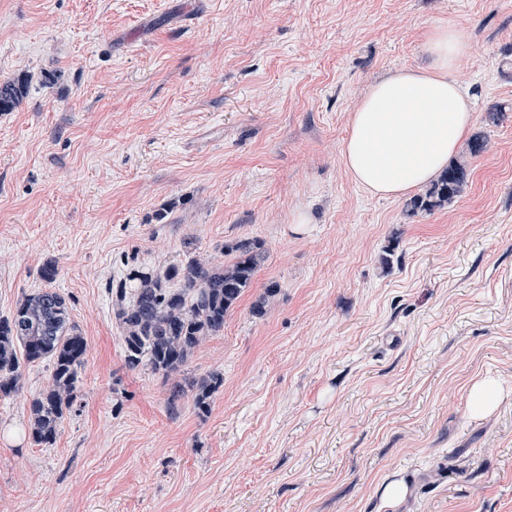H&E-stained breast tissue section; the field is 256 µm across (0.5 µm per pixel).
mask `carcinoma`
Masks as SVG:
<instances>
[{"mask_svg":"<svg viewBox=\"0 0 512 512\" xmlns=\"http://www.w3.org/2000/svg\"><path fill=\"white\" fill-rule=\"evenodd\" d=\"M23 87L13 81L0 83V112L16 108ZM467 169L456 163L424 193L411 201V210L431 212L458 196L466 182ZM261 244L244 240L231 247L234 260L217 263L195 248L186 258L158 271L137 264L124 281L110 288L112 307L121 329L123 362L136 371L148 367L165 377L182 372L196 348L209 336L224 331V316L251 287ZM47 287L26 296L9 317L0 318V398L20 389L21 363H52L51 383L29 406L31 442L48 446L55 442L66 413L71 411L80 387L79 369L87 353V341L70 318L69 299L50 287L57 276L55 261L40 269ZM182 283L180 288L170 282ZM223 377L210 373L188 383L175 382L168 406L179 409V401L192 392L195 409L209 411Z\"/></svg>","mask_w":512,"mask_h":512,"instance_id":"cac0c4a2","label":"carcinoma"}]
</instances>
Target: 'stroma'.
Instances as JSON below:
<instances>
[{
	"label": "stroma",
	"mask_w": 512,
	"mask_h": 512,
	"mask_svg": "<svg viewBox=\"0 0 512 512\" xmlns=\"http://www.w3.org/2000/svg\"><path fill=\"white\" fill-rule=\"evenodd\" d=\"M448 25L483 148L414 213L341 148L368 87L427 65ZM19 76L0 317L55 260L88 348L52 447L24 436L48 362L0 399V512H512V398L467 412L477 378L512 388V0H0V81ZM188 239L218 263L262 249L184 372L223 376L209 413L188 396L174 416L170 380L124 367L108 288Z\"/></svg>",
	"instance_id": "35a3bbf8"
}]
</instances>
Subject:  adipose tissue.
Listing matches in <instances>:
<instances>
[{
	"label": "adipose tissue",
	"instance_id": "obj_1",
	"mask_svg": "<svg viewBox=\"0 0 512 512\" xmlns=\"http://www.w3.org/2000/svg\"><path fill=\"white\" fill-rule=\"evenodd\" d=\"M425 48L427 66L372 84L350 116L342 164L374 195L399 198L431 183L472 127V103L448 76L465 54L463 34L450 26L434 28ZM510 397L512 390L498 378L482 376L468 391V413L483 419Z\"/></svg>",
	"mask_w": 512,
	"mask_h": 512
}]
</instances>
